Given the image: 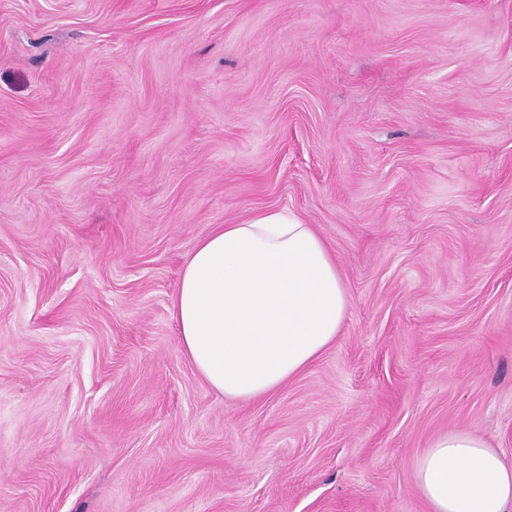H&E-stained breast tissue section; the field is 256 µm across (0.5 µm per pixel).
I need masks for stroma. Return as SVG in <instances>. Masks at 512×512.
<instances>
[{"label": "stroma", "mask_w": 512, "mask_h": 512, "mask_svg": "<svg viewBox=\"0 0 512 512\" xmlns=\"http://www.w3.org/2000/svg\"><path fill=\"white\" fill-rule=\"evenodd\" d=\"M265 208L349 310L228 402L168 308ZM451 429L512 458V0H0V512H430Z\"/></svg>", "instance_id": "stroma-1"}]
</instances>
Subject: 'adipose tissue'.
<instances>
[{
  "mask_svg": "<svg viewBox=\"0 0 512 512\" xmlns=\"http://www.w3.org/2000/svg\"><path fill=\"white\" fill-rule=\"evenodd\" d=\"M349 298L314 225L285 209L219 224L187 259L171 301L183 353L225 399L274 394L333 345ZM431 512H512V462L474 432L435 438L415 466Z\"/></svg>",
  "mask_w": 512,
  "mask_h": 512,
  "instance_id": "1",
  "label": "adipose tissue"
}]
</instances>
